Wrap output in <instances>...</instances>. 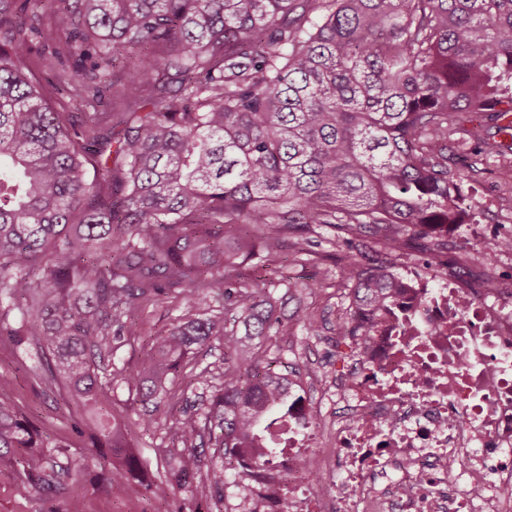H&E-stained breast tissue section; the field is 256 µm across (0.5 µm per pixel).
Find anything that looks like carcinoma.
I'll return each mask as SVG.
<instances>
[{
	"mask_svg": "<svg viewBox=\"0 0 512 512\" xmlns=\"http://www.w3.org/2000/svg\"><path fill=\"white\" fill-rule=\"evenodd\" d=\"M39 60L73 62V90L123 111H56ZM511 112L512 0H0V337L48 352L95 466L123 483L141 463L100 364L112 337L141 335V309L188 303L112 373L166 402L179 453L146 489L164 502L204 480L199 419L171 386L212 338L209 440L252 478L292 393L261 338L318 331L311 314L276 315L273 289L297 284L265 273L286 251L319 256L314 237L334 229L349 318L370 335L363 316L393 302L406 242L426 240L438 266L437 230L465 223L451 137L479 118V154L506 158ZM210 298L223 310L204 316ZM5 299L25 301L14 324ZM52 448L0 399V466L52 494ZM224 357V343L218 340H210L207 345L197 347L192 355L190 364H188L186 371L193 368V372H199L206 365H213L211 363H218Z\"/></svg>",
	"mask_w": 512,
	"mask_h": 512,
	"instance_id": "carcinoma-1",
	"label": "carcinoma"
}]
</instances>
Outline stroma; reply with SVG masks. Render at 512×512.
Wrapping results in <instances>:
<instances>
[{
  "instance_id": "stroma-1",
  "label": "stroma",
  "mask_w": 512,
  "mask_h": 512,
  "mask_svg": "<svg viewBox=\"0 0 512 512\" xmlns=\"http://www.w3.org/2000/svg\"><path fill=\"white\" fill-rule=\"evenodd\" d=\"M464 184L476 192L490 216L473 226L470 236H456L449 241L448 248L453 254L463 248L485 249L491 234H512V155L477 161L474 169L467 171ZM333 252L332 244L326 242L319 249L320 264L290 265L291 276L302 282L303 287L278 309L282 316L297 311L312 313L320 326L318 334L309 336L296 330L274 337L271 350L276 360L275 371L287 374L312 395L320 388V376L329 359L343 345L338 318L345 313L348 301L339 287L342 276L333 265ZM144 352L143 340L126 335L113 337L112 355L101 368V376L109 380L113 369L136 365ZM223 356L224 345L216 340L195 350L190 366L200 376L185 388L183 395L184 405L191 410L205 412L211 387L209 377L203 376L201 370ZM46 372V360L37 349L0 341V398L16 403L44 434L58 443L54 460L63 483L59 494L46 497L36 493L12 469L0 468V512H209L215 504L221 512H240L242 481L232 474L223 484L174 490L166 506L158 505L143 482L159 478V461L171 447L163 426L164 413L143 405L134 388L110 380L107 392L115 410L134 420L145 413L152 414L154 419L151 428L134 430L133 446L142 462V478L113 489L95 469L86 467L84 472H77V463L85 464L87 460V450L73 428L74 417L67 411L62 393L46 385Z\"/></svg>"
}]
</instances>
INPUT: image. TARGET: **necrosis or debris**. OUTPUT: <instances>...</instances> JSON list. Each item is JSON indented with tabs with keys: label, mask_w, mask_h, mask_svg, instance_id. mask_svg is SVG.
I'll return each instance as SVG.
<instances>
[{
	"label": "necrosis or debris",
	"mask_w": 512,
	"mask_h": 512,
	"mask_svg": "<svg viewBox=\"0 0 512 512\" xmlns=\"http://www.w3.org/2000/svg\"><path fill=\"white\" fill-rule=\"evenodd\" d=\"M404 293L368 336L349 339L326 447L313 405L288 404L277 468L242 489L244 512H512V286H491L475 258L403 270ZM336 491L313 487L320 470Z\"/></svg>",
	"instance_id": "4bbe7bcc"
}]
</instances>
